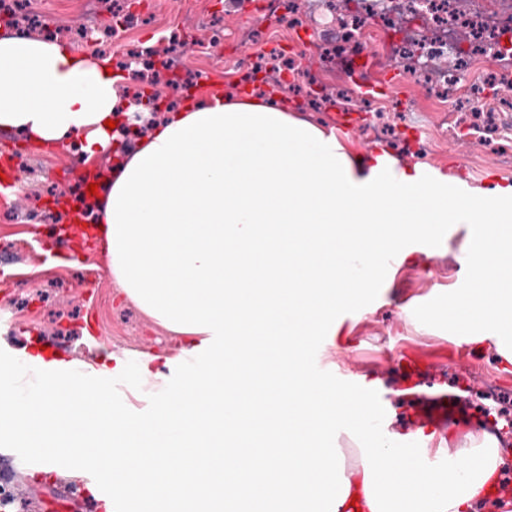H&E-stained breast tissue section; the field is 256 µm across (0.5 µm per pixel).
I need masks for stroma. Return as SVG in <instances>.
Instances as JSON below:
<instances>
[{
	"label": "stroma",
	"mask_w": 512,
	"mask_h": 512,
	"mask_svg": "<svg viewBox=\"0 0 512 512\" xmlns=\"http://www.w3.org/2000/svg\"><path fill=\"white\" fill-rule=\"evenodd\" d=\"M79 0H33L47 27L60 40L93 55L124 57L132 44L155 41L166 44L174 33L199 35L221 20L233 31L249 20V13L226 10L224 0H149L153 18L148 26L119 34H104L111 17H102V30L88 32L78 9ZM196 12L192 25L184 16ZM258 46L236 49L226 41L214 46H188L174 57L182 71L198 73L203 83L230 90L242 79L258 53ZM353 111L347 129L353 153L391 146L401 163L427 164L479 186L486 181L512 183V165L499 162L512 153V90L484 99L494 109L496 137L486 139L453 131L446 155L417 153L412 134L429 130L441 104L432 89L414 79L409 92L392 89L383 97L382 112L361 110L356 92L343 95ZM74 153L51 150L29 143L18 133L0 130V177L8 188H0V308L9 321L0 324V355H14L25 348L47 346L67 359L97 360L116 353L135 358L137 352L161 348L176 354L174 336L147 319L134 305L120 303L106 261L94 236L75 239L77 264L60 263L62 249L47 237L41 225L28 222L25 212L38 207L48 210L77 181ZM472 235L466 224L452 225L447 238L433 244H410L411 261L395 274L391 287L379 288L374 298L359 310L339 318V337L334 344L317 348L320 364L334 362L336 373L346 383L366 389L381 409L392 411L391 434H418L419 416L435 398L458 392L459 380H466L474 392L492 390L503 404L512 405V365L494 358L490 346L456 342L453 332L423 319H408L404 307L417 309L441 306L461 270L456 260ZM413 364L418 376L404 381V364ZM13 489L31 485L38 489L42 512H104L102 503L83 497L81 504L58 508V488L72 483L56 472L46 471L37 449L0 443V486Z\"/></svg>",
	"instance_id": "stroma-1"
}]
</instances>
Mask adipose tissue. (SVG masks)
Instances as JSON below:
<instances>
[{"label":"adipose tissue","instance_id":"1","mask_svg":"<svg viewBox=\"0 0 512 512\" xmlns=\"http://www.w3.org/2000/svg\"><path fill=\"white\" fill-rule=\"evenodd\" d=\"M124 81L111 58L0 31V129L75 142L86 164L112 156L91 219L107 270L181 337L179 354L0 361V435L69 478L97 468L112 512H470L500 463L495 439L469 433L448 468H424V446L374 436L383 414L367 394L311 372L307 340L335 336L337 314L407 260L408 239L480 224L460 263L491 277L425 316L512 363V184L473 188L380 147L350 154L335 128L257 89L192 93L131 138L147 108L121 96ZM205 351L201 373L190 362ZM176 358L174 389L163 369ZM133 376L153 385L139 410L117 396ZM343 422L362 438L349 469Z\"/></svg>","mask_w":512,"mask_h":512}]
</instances>
